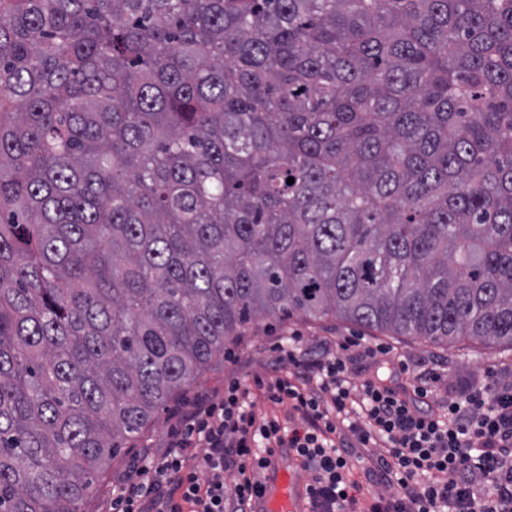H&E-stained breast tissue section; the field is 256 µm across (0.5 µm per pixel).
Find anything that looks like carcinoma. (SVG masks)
I'll list each match as a JSON object with an SVG mask.
<instances>
[{
	"mask_svg": "<svg viewBox=\"0 0 512 512\" xmlns=\"http://www.w3.org/2000/svg\"><path fill=\"white\" fill-rule=\"evenodd\" d=\"M259 316L512 348V0H0V512Z\"/></svg>",
	"mask_w": 512,
	"mask_h": 512,
	"instance_id": "cac0c4a2",
	"label": "carcinoma"
}]
</instances>
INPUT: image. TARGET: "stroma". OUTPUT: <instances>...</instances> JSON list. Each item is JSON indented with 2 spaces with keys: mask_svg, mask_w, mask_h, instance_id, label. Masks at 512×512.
Here are the masks:
<instances>
[{
  "mask_svg": "<svg viewBox=\"0 0 512 512\" xmlns=\"http://www.w3.org/2000/svg\"><path fill=\"white\" fill-rule=\"evenodd\" d=\"M292 329L300 330L305 336L317 341L351 336L359 331L358 326L334 318L320 322L297 319L279 322L258 318L241 341L232 346L235 361L230 363L222 358L217 359L194 383L160 408L152 424L133 441L134 452L160 453L179 423L178 411L191 409L204 399L220 401L224 396V384L230 377L263 376L270 372L276 359L274 346L279 336ZM369 337L388 344L393 355H404L417 362L433 361L448 368L449 375L437 391V398L441 401L447 398L449 391L455 390L460 380H480L490 370H512V350L503 346L470 345L464 349L448 351L377 331L370 332Z\"/></svg>",
  "mask_w": 512,
  "mask_h": 512,
  "instance_id": "obj_1",
  "label": "stroma"
}]
</instances>
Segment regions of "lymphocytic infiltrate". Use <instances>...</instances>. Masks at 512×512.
<instances>
[{"mask_svg":"<svg viewBox=\"0 0 512 512\" xmlns=\"http://www.w3.org/2000/svg\"><path fill=\"white\" fill-rule=\"evenodd\" d=\"M277 349L279 368L230 381L220 401L182 413L161 455L133 458L108 512H255L268 448L310 471V512H512V373H488L439 408L436 368L386 358L365 337L314 346L295 331ZM381 363L388 378L360 376ZM255 388L286 419L257 416ZM368 484L394 492L369 496Z\"/></svg>","mask_w":512,"mask_h":512,"instance_id":"f902f5d3","label":"lymphocytic infiltrate"}]
</instances>
